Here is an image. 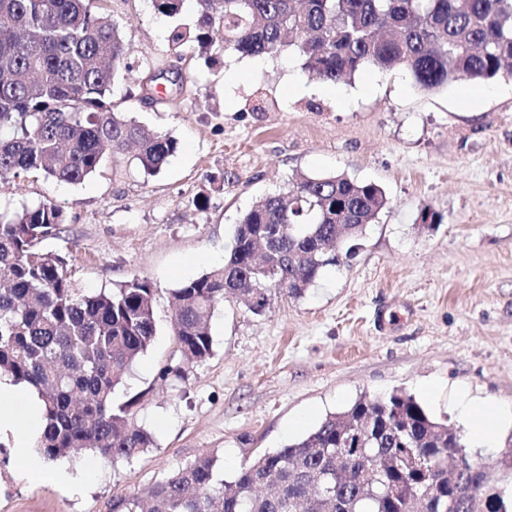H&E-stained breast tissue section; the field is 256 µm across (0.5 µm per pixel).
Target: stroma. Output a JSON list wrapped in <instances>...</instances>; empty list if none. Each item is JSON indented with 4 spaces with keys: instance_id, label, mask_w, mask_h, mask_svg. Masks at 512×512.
Returning <instances> with one entry per match:
<instances>
[{
    "instance_id": "35a3bbf8",
    "label": "stroma",
    "mask_w": 512,
    "mask_h": 512,
    "mask_svg": "<svg viewBox=\"0 0 512 512\" xmlns=\"http://www.w3.org/2000/svg\"><path fill=\"white\" fill-rule=\"evenodd\" d=\"M103 8L137 66L136 80L116 79L113 109L174 136L177 152L154 176L128 154L105 157L79 185L33 173L0 187V207L62 208L65 230L45 246L67 255L77 288L109 290L134 275L155 285L157 334L114 395L145 392L136 419L155 445L114 465L88 450L69 456L70 471L94 475L78 496L30 478L14 433H1L0 512H117L118 500L206 452L229 481L246 459L364 394L404 390L454 426L461 388L489 411L512 409V78L465 102L461 85L424 92L403 69L332 84L308 77L291 53L224 52L211 63L189 51L181 84L164 83L147 104L139 81L167 58L171 24L196 22V4L184 0L174 20L150 0ZM336 172L377 183L388 199L357 253L263 314L225 302L210 324L212 355L160 379L179 361L171 290L223 263L256 200L287 192L296 174ZM200 195L202 210L192 204ZM426 207L441 223H421Z\"/></svg>"
}]
</instances>
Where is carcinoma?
<instances>
[{
	"label": "carcinoma",
	"mask_w": 512,
	"mask_h": 512,
	"mask_svg": "<svg viewBox=\"0 0 512 512\" xmlns=\"http://www.w3.org/2000/svg\"><path fill=\"white\" fill-rule=\"evenodd\" d=\"M100 0H0V183L33 172L81 184L106 152L135 147L136 165L159 173L178 149L109 102L116 76L133 72L120 23ZM173 19L183 0H151ZM194 27L175 24L170 52L201 54L223 33L226 52L278 58L292 52L309 76L346 81L366 68L406 69L430 92L512 73V0H196ZM387 205L381 186L344 173L293 178L288 195L260 198L236 224L224 265L171 291L179 362L160 378L213 352L210 321L226 297L261 315L274 297H300L341 264L340 236L358 239ZM63 210L48 200L0 210V375L44 403L40 451L49 460L89 449L131 460L153 445L133 408L138 393L113 399L157 333L155 288L132 276L110 291L75 287L61 254L42 242L63 232ZM371 424L361 449L336 474V450ZM466 433L431 417L410 394L363 395L301 439L246 460L231 482L212 454L159 479L149 499H121V512H403L427 475L412 454L432 457L443 487L433 512H512V500L465 464Z\"/></svg>",
	"instance_id": "cac0c4a2"
}]
</instances>
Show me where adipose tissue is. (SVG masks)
<instances>
[{
  "instance_id": "obj_1",
  "label": "adipose tissue",
  "mask_w": 512,
  "mask_h": 512,
  "mask_svg": "<svg viewBox=\"0 0 512 512\" xmlns=\"http://www.w3.org/2000/svg\"><path fill=\"white\" fill-rule=\"evenodd\" d=\"M453 408L476 442L488 443L496 429L498 417L488 414L483 405L466 390H458ZM44 405L38 395L9 378H0V430H12L17 453L28 475L34 479L63 480L64 472H46L28 453L43 431Z\"/></svg>"
}]
</instances>
